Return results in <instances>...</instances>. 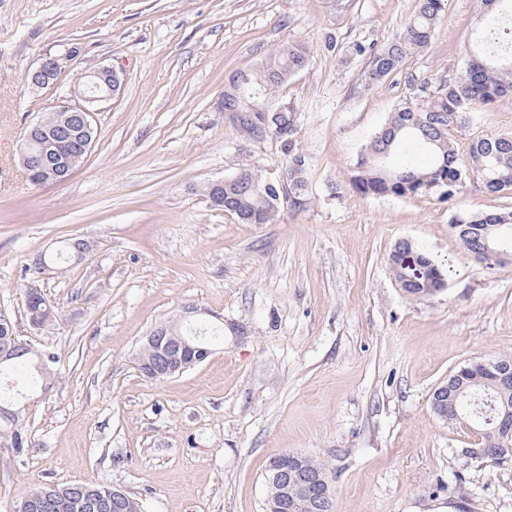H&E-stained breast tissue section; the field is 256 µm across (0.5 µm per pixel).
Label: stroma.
Instances as JSON below:
<instances>
[{"label": "stroma", "mask_w": 512, "mask_h": 512, "mask_svg": "<svg viewBox=\"0 0 512 512\" xmlns=\"http://www.w3.org/2000/svg\"><path fill=\"white\" fill-rule=\"evenodd\" d=\"M416 6L0 0V312L58 358L10 404L29 445L0 447V512L42 484L84 481L124 489L142 512H264L269 463L287 451L325 465L336 512H512V456L469 458L473 428L431 408L451 372L512 356V264L475 260L451 227L459 211L512 209V194L475 183L443 203L347 186L397 105L466 63L478 0H446L431 46L365 86L352 45H383ZM291 42L310 54L280 94L301 112L308 204L243 224L205 187L245 165L278 179L286 159L224 111V83ZM49 55L66 58L58 84H27ZM100 64L121 87L87 157L65 182L31 184L25 131ZM464 134L512 135V97L475 106ZM402 239L435 261L444 291L405 295L389 265ZM76 240L90 250L42 275L55 318L34 327L27 268ZM188 305L223 336L194 368L144 377L147 336Z\"/></svg>", "instance_id": "stroma-1"}]
</instances>
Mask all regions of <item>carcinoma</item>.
Returning <instances> with one entry per match:
<instances>
[{
    "label": "carcinoma",
    "mask_w": 512,
    "mask_h": 512,
    "mask_svg": "<svg viewBox=\"0 0 512 512\" xmlns=\"http://www.w3.org/2000/svg\"><path fill=\"white\" fill-rule=\"evenodd\" d=\"M445 12L444 0H418L412 17L400 35L375 48L362 42L352 53L368 60L365 84L386 80L411 55L428 49ZM468 60L456 77L436 90L420 86L415 98L401 102L385 125L363 149L350 187L366 196L434 198L449 201L475 181L491 193L512 192V137L473 136L462 142L459 134L468 127L474 105H491L512 95V0H480ZM309 64L306 46L290 43L253 68L230 74L224 89L229 108L239 110V128L251 138L275 140L287 157L288 191L268 185L250 167L224 183V206L235 210L243 224H268L284 207L305 205L308 160L297 147L301 114L294 105L282 107L278 95L290 78ZM420 147L431 161L426 167L394 166L390 159L400 150ZM455 223L467 228L459 237L466 251L483 248V224H504L512 229V210L494 213H459ZM26 311L32 322L48 323L55 309L36 290L26 292ZM177 332L192 356L210 347V331L202 327ZM473 373L461 380L472 403L458 406L459 420L475 422L486 402L505 411L512 392L502 390L480 363L470 364ZM0 441L18 450L27 446V436L14 423L0 422Z\"/></svg>",
    "instance_id": "carcinoma-1"
}]
</instances>
